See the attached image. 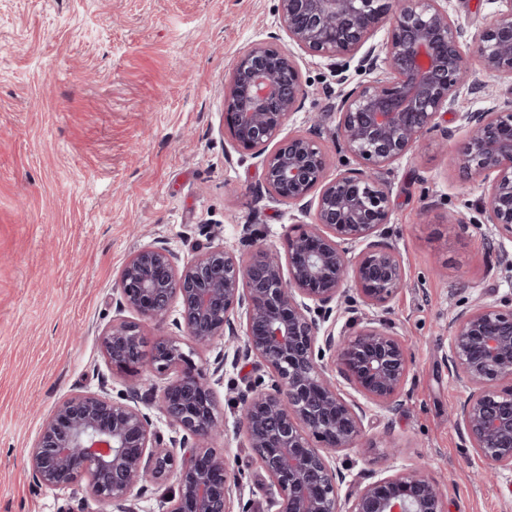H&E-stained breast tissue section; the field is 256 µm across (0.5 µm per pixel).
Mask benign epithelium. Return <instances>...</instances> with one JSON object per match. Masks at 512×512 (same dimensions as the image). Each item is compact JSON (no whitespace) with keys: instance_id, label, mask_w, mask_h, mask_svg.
<instances>
[{"instance_id":"obj_1","label":"benign epithelium","mask_w":512,"mask_h":512,"mask_svg":"<svg viewBox=\"0 0 512 512\" xmlns=\"http://www.w3.org/2000/svg\"><path fill=\"white\" fill-rule=\"evenodd\" d=\"M445 0H278L280 28L299 49L326 57L339 80L363 52L377 73L341 95L336 140L358 163L326 176L329 157L316 139H279L308 96L298 64L280 35L236 58L224 82V125L234 147L261 159L264 193L305 216L285 239L284 255L263 245L242 260L226 247H200L183 260L168 248L144 246L126 261L116 310L164 322L180 304L179 327L198 350L245 329L233 362L254 359L267 379L240 394L237 434L276 488L269 512H446L442 490L420 470L371 474L341 497L346 481L336 454L366 437L364 407L346 397L334 370L366 402L394 411L410 372L407 348L381 318L356 316L359 306L389 310L404 285L402 261L386 241L391 216L378 173L440 130V118L470 80L473 62L512 79V0L480 33L448 16ZM381 49L364 48L382 25ZM467 128L461 168L486 184L482 223L512 241V97L460 115ZM351 331L335 334L334 310L348 287ZM448 375L467 392L455 424L463 440L494 470L512 471V300L480 302L452 319ZM113 367L176 375L155 408L181 441L164 439L138 403L103 393L74 394L43 424L28 463L39 484L68 489L87 479L91 493L128 505L142 482L175 479L162 512H235L231 468L209 442L224 433L209 370L196 365L178 338L160 336L145 349L141 324L115 318L102 337Z\"/></svg>"}]
</instances>
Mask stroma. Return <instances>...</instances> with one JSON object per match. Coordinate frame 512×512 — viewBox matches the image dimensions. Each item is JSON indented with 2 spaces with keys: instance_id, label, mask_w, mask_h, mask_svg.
<instances>
[{
  "instance_id": "stroma-1",
  "label": "stroma",
  "mask_w": 512,
  "mask_h": 512,
  "mask_svg": "<svg viewBox=\"0 0 512 512\" xmlns=\"http://www.w3.org/2000/svg\"><path fill=\"white\" fill-rule=\"evenodd\" d=\"M447 6L472 35L502 8ZM277 29L275 0H0V512H117L85 484H38L27 456L68 396L144 389L100 344L134 251L156 243L188 259L196 246H224L244 258L256 243L283 249L300 221L288 204L259 198L261 161L239 154L224 125L225 77ZM293 54L308 96L283 135L314 132L329 174L355 167L336 144V98L368 73L351 62L340 83L329 59ZM475 77L481 91L462 92L442 121L451 138L431 136L380 172L406 280L386 318L411 369L395 412H368V446L338 457L350 489L383 473L392 442L402 453L390 465L426 461L447 512H512V472L483 479L484 462L455 428L463 392L445 360L458 311L512 294V242L480 223L485 190L456 162L466 139L457 113L512 96V80ZM242 344L223 336L193 359L219 370L210 386L224 436L214 445L229 458L234 497L265 512L269 480L236 434L238 396L262 370L224 360Z\"/></svg>"
}]
</instances>
